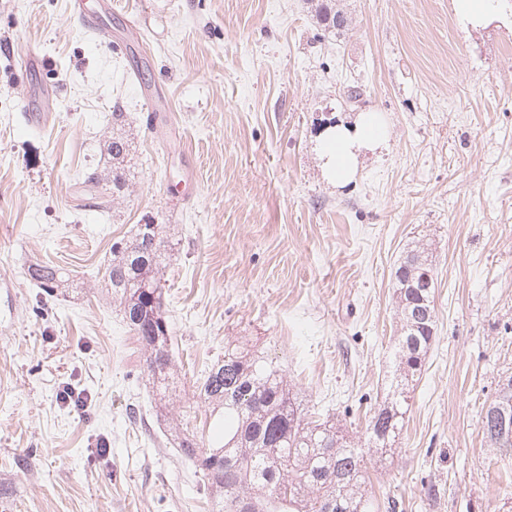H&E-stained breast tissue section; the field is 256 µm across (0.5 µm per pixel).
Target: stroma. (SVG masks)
<instances>
[{
	"label": "stroma",
	"mask_w": 512,
	"mask_h": 512,
	"mask_svg": "<svg viewBox=\"0 0 512 512\" xmlns=\"http://www.w3.org/2000/svg\"><path fill=\"white\" fill-rule=\"evenodd\" d=\"M341 3L340 35L309 0H115L89 33L69 0H0V512H212L170 428L210 441L198 385L228 345L281 364L311 419L365 449L368 493L394 512H512V457L480 429L512 375V0L479 24L454 0ZM32 49L43 67L20 70ZM46 89L50 124L26 125L22 101ZM367 111L387 138L337 185L321 135ZM147 223L172 254L181 383L162 413L103 281L112 243ZM417 244L436 340L380 454L367 421L392 393V272ZM34 261L76 290L44 294ZM123 117V113L120 112L113 113L112 115V143L110 145L113 162L112 186L118 191H120L126 184L124 168H122L120 165L124 161L125 156H127L130 148L128 140L123 136L122 133H118V126H121ZM115 126H117V132H115Z\"/></svg>",
	"instance_id": "35a3bbf8"
}]
</instances>
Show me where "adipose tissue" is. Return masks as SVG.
Listing matches in <instances>:
<instances>
[{
  "instance_id": "adipose-tissue-1",
  "label": "adipose tissue",
  "mask_w": 512,
  "mask_h": 512,
  "mask_svg": "<svg viewBox=\"0 0 512 512\" xmlns=\"http://www.w3.org/2000/svg\"><path fill=\"white\" fill-rule=\"evenodd\" d=\"M385 133L378 113L358 116L354 130L336 129L322 144V155L330 175L337 182H348L354 172L356 152L360 146L380 140Z\"/></svg>"
}]
</instances>
